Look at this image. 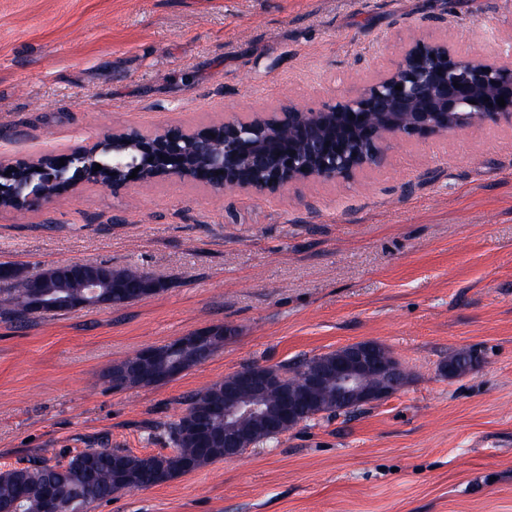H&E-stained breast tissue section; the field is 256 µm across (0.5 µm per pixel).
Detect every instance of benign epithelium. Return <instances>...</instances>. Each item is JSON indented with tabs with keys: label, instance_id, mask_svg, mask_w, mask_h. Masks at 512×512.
<instances>
[{
	"label": "benign epithelium",
	"instance_id": "benign-epithelium-1",
	"mask_svg": "<svg viewBox=\"0 0 512 512\" xmlns=\"http://www.w3.org/2000/svg\"><path fill=\"white\" fill-rule=\"evenodd\" d=\"M398 84L400 91L395 89ZM501 97L506 102L503 107L496 103ZM501 120L512 123L511 67L478 55H459L444 43L418 40L376 80L316 109L288 102L231 115L215 125L217 133L208 127H167L150 134L126 129L67 153L1 160L0 208L32 210L81 182L103 184L117 192L157 178L178 177L215 190L234 187L267 194L311 180H351L367 168L384 165L395 139L423 138ZM101 155L112 156V165L96 171ZM135 169L137 177L132 179ZM63 268L83 281L80 299L39 293L37 309L111 305L100 292L101 266L73 260L50 266ZM212 336V328L195 331L179 338L174 350L190 349L200 338ZM330 369L336 381V406L343 408L383 401L407 382L396 359L373 341L336 350ZM325 376L323 366L305 370L300 399L288 396V388L266 365L226 378L224 421L230 428L224 431V458L243 451L241 436L231 424L258 414L253 398L281 390L278 415L265 421L267 429L276 431L285 420L301 421L302 407L314 402Z\"/></svg>",
	"mask_w": 512,
	"mask_h": 512
}]
</instances>
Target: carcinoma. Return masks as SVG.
Listing matches in <instances>:
<instances>
[{
  "label": "carcinoma",
  "mask_w": 512,
  "mask_h": 512,
  "mask_svg": "<svg viewBox=\"0 0 512 512\" xmlns=\"http://www.w3.org/2000/svg\"><path fill=\"white\" fill-rule=\"evenodd\" d=\"M112 275V292L120 293L126 288H139L146 279V272L139 268H108ZM0 281L8 284V295L0 301V316L10 321L25 322L34 317L29 312V294L39 289L75 294L79 289L65 276L44 285L23 275L17 266H10V273ZM154 357L140 364L132 372L117 382L116 374L121 373L131 363L139 360L135 355L112 367L107 375L114 388L129 385H146L148 377L168 375L173 361L177 360L189 369L201 362L203 354L197 349L180 353L164 346L153 349ZM324 359L318 355L295 365L282 364L275 370L283 375L284 383L290 387L300 386L303 369ZM224 401V382L213 383L189 397L186 413H209V430L216 440V447L204 450L197 447L195 439L184 427V419L169 425V438L173 451L169 455L142 458L122 448H87L73 456L65 464H42L14 467L0 471V503L8 504L18 494L25 495L22 512H54L56 506L45 495L52 488L56 491L74 493L80 504H90L112 499L127 484L139 490L151 488L164 478L168 481L199 467L220 459L224 453V410L218 405Z\"/></svg>",
  "instance_id": "obj_1"
}]
</instances>
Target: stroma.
Returning <instances> with one entry per match:
<instances>
[{
	"mask_svg": "<svg viewBox=\"0 0 512 512\" xmlns=\"http://www.w3.org/2000/svg\"><path fill=\"white\" fill-rule=\"evenodd\" d=\"M512 62V0H0V159L115 130L203 128L374 79L412 40ZM136 266L162 292L0 318V470L170 453L188 396L371 340L407 385L90 512H512V125L394 142L350 181L254 195L170 177L0 208V264ZM221 326L155 386L106 370ZM474 366L449 376L448 358Z\"/></svg>",
	"mask_w": 512,
	"mask_h": 512,
	"instance_id": "35a3bbf8",
	"label": "stroma"
}]
</instances>
